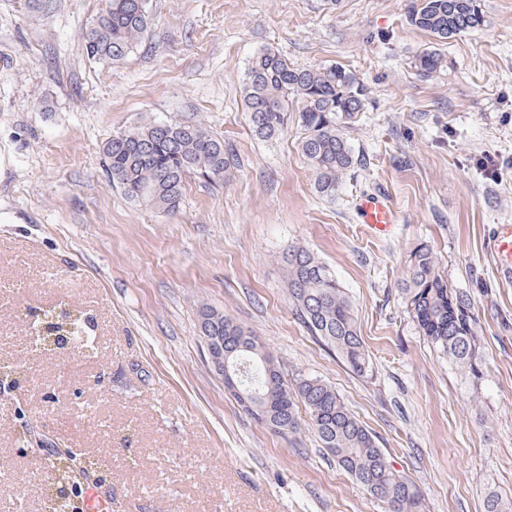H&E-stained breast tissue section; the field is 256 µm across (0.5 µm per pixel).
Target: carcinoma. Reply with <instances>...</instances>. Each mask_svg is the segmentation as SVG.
Masks as SVG:
<instances>
[{"label": "carcinoma", "instance_id": "cac0c4a2", "mask_svg": "<svg viewBox=\"0 0 512 512\" xmlns=\"http://www.w3.org/2000/svg\"><path fill=\"white\" fill-rule=\"evenodd\" d=\"M408 23L444 42L479 29L485 22L481 0H414ZM147 0H104L84 38L89 60L115 64L124 60L150 25ZM414 68L431 78L448 67L438 49L415 56ZM301 107L292 110L293 101ZM244 103L252 131L264 141L277 138L293 118L302 128L301 155L314 171L317 193L331 197L342 177L358 162L341 125L365 111L366 90L348 69L299 67L271 48L252 57L246 75ZM104 166L112 184L138 203L168 213L183 203L191 174L222 181L235 165V154L224 140L200 124L153 123L110 139L103 148ZM288 292L296 313L315 338L338 353L359 377L373 372L355 314L341 285L306 249L283 255ZM401 293L407 313L431 344L471 373L478 372L476 318L470 296L448 288L426 244L409 256ZM206 336L224 337V351L244 369L246 392L258 396L268 425L282 436L301 430L297 403L310 411L311 428L337 464L390 512H418L415 485L391 464L372 433L348 410L334 388L314 377H301L290 387L282 380L273 357L258 336L211 308L201 312Z\"/></svg>", "mask_w": 512, "mask_h": 512}]
</instances>
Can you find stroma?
<instances>
[{
    "label": "stroma",
    "instance_id": "obj_1",
    "mask_svg": "<svg viewBox=\"0 0 512 512\" xmlns=\"http://www.w3.org/2000/svg\"><path fill=\"white\" fill-rule=\"evenodd\" d=\"M479 30L438 42L409 0H148L152 23L121 63H91L80 35L100 0H0V512H44L46 476L24 433L102 461L112 512H384L311 429L254 419L212 368L210 307L272 351L286 383L335 388L422 512L512 504V284L488 250L512 224V0H482ZM339 64L366 88L343 131L361 162L326 198L289 122L257 138L243 106L252 56ZM439 48L448 68L411 66ZM203 122L237 155L224 182H186L170 215L112 186L102 146L149 122ZM493 160L497 178L483 161ZM391 195L389 237L357 204ZM432 249L477 318L480 372L439 354L400 293L406 260ZM309 250L349 296L373 374L356 376L298 318L280 261ZM77 309L89 350L25 348L35 315Z\"/></svg>",
    "mask_w": 512,
    "mask_h": 512
}]
</instances>
